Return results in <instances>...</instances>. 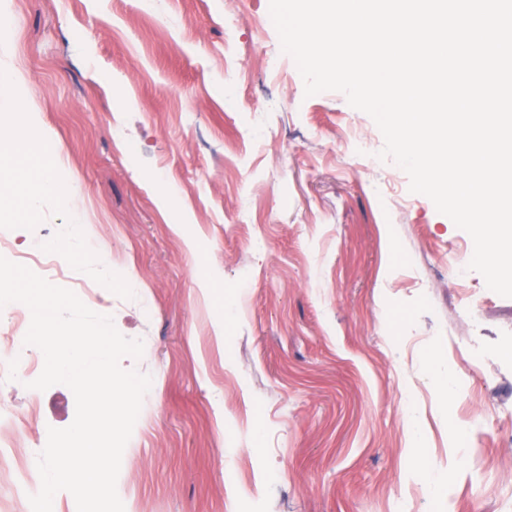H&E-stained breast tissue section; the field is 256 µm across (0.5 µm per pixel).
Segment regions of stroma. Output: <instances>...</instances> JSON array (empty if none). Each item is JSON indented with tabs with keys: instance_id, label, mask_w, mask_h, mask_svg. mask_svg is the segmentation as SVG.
Returning a JSON list of instances; mask_svg holds the SVG:
<instances>
[{
	"instance_id": "stroma-1",
	"label": "stroma",
	"mask_w": 512,
	"mask_h": 512,
	"mask_svg": "<svg viewBox=\"0 0 512 512\" xmlns=\"http://www.w3.org/2000/svg\"><path fill=\"white\" fill-rule=\"evenodd\" d=\"M268 17L269 0H0L21 76L0 130L62 153L73 189L67 208L35 196L0 153V226L60 251L81 224L127 269L102 314L147 346L121 361L152 384L118 486L134 512H512V298L471 272L468 321L451 264L470 235L357 156L350 123L375 152L381 131L342 93L305 96ZM471 413L490 426L458 439Z\"/></svg>"
}]
</instances>
